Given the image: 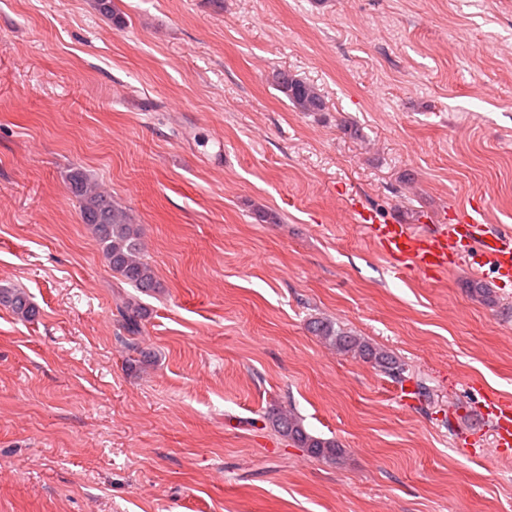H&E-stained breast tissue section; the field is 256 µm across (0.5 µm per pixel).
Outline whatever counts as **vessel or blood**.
Wrapping results in <instances>:
<instances>
[{
  "label": "vessel or blood",
  "mask_w": 512,
  "mask_h": 512,
  "mask_svg": "<svg viewBox=\"0 0 512 512\" xmlns=\"http://www.w3.org/2000/svg\"><path fill=\"white\" fill-rule=\"evenodd\" d=\"M479 208L459 211L455 224L437 234L415 231L405 224H379L370 212L360 214L359 225L375 238L381 251L397 267L425 274L442 272L455 260H467L480 273L498 280L512 279V229L487 232ZM483 414L495 435L498 452L512 448V400L481 394Z\"/></svg>",
  "instance_id": "1"
}]
</instances>
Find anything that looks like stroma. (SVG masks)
I'll use <instances>...</instances> for the list:
<instances>
[{
    "label": "stroma",
    "instance_id": "35a3bbf8",
    "mask_svg": "<svg viewBox=\"0 0 512 512\" xmlns=\"http://www.w3.org/2000/svg\"><path fill=\"white\" fill-rule=\"evenodd\" d=\"M112 9L0 0V287L37 310L0 305V512H512L471 396L512 398V281L397 271L354 221L433 234L471 204L512 228V0ZM75 167L140 225L155 292L112 273ZM279 407L341 459L284 441ZM273 81L299 112H320L325 108L324 96L316 85L285 70L277 71ZM0 304L11 308L13 313L23 320H30L35 316L26 294L17 288L0 289ZM119 311L123 326L127 332L132 335L139 333L142 319L146 316V311L132 301L124 302ZM312 330L323 339L331 342L339 350L354 351L376 367L387 372L395 379H402L405 373L404 365L395 360L382 349L376 348L361 339L347 335L336 329L328 320L316 318L311 321Z\"/></svg>",
    "mask_w": 512,
    "mask_h": 512
}]
</instances>
